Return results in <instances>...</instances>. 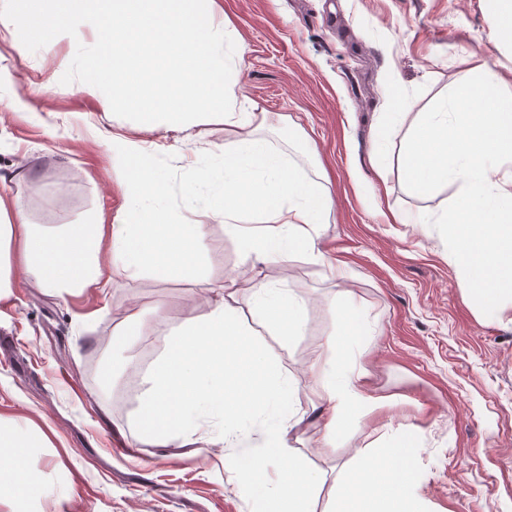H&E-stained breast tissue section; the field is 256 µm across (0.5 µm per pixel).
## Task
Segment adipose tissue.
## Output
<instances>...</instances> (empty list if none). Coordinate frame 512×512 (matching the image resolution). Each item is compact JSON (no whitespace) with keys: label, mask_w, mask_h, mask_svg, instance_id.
I'll use <instances>...</instances> for the list:
<instances>
[{"label":"adipose tissue","mask_w":512,"mask_h":512,"mask_svg":"<svg viewBox=\"0 0 512 512\" xmlns=\"http://www.w3.org/2000/svg\"><path fill=\"white\" fill-rule=\"evenodd\" d=\"M212 3L18 0L0 24L48 48L83 38L85 27H93L100 49L83 65L81 89L104 110L130 107L146 124L171 130L202 127L220 116L224 151L191 161L187 205L221 216L245 260L288 262L291 253L269 248L271 239L283 238L300 242L308 262L324 264L316 241L332 199L280 145L259 136L265 115L238 100V71L228 56L231 34ZM107 146L110 176L126 198L115 223L31 224L19 205L0 198V299L22 281L58 294L103 289L117 276L201 281L203 225L182 222L169 204L164 174L138 143L116 136ZM250 310V321H243L235 293L227 289L208 313L171 327L163 350L139 374L141 409L151 419L139 440L168 448L195 435L203 421L218 420L231 478L263 473L271 458L282 465L277 479L254 484L255 512H313L311 497L325 478L299 463L287 446L306 413L292 399L296 380L268 357L264 342L269 335L285 345L303 335L304 302L269 280L253 288ZM243 358L250 374L238 372ZM307 371L320 382L315 409L324 447H332L351 419L378 409L363 373L346 368L335 340L317 350ZM394 453L392 467L375 454L340 474L331 512H423L408 494L413 460L402 448ZM39 485L37 472L0 459V493L13 503H26Z\"/></svg>","instance_id":"obj_1"}]
</instances>
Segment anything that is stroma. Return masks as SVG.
I'll use <instances>...</instances> for the list:
<instances>
[{
	"mask_svg": "<svg viewBox=\"0 0 512 512\" xmlns=\"http://www.w3.org/2000/svg\"><path fill=\"white\" fill-rule=\"evenodd\" d=\"M213 9L240 48L241 96L265 112V136L292 143L297 166L327 182L334 210L319 247L328 263L304 261L291 242L295 259L251 266L221 218L184 206L188 157L224 149L220 118L173 131L104 111L80 88L96 36L48 50L0 27V194L18 200L32 224L113 223L126 200L108 177L104 140H134L156 156L171 206L204 225L209 285L145 276L118 280L103 295L60 296L30 284L0 301V419L49 439L11 451L42 476L27 512H253L248 483L224 470L218 424L180 447L139 444L141 388L131 373L145 348L163 349L171 324L208 312L209 289H235L245 314L262 280L306 302L304 336L289 348L265 340L298 381L296 404L315 401L305 368L331 338L347 366L367 370L380 402L338 434L334 451H321L312 423L290 438L297 457L327 474L316 512L331 502L344 464L399 441L414 461L409 492L425 512H512V307L485 317L461 290L441 236L421 221L441 212L457 185L417 195L397 162L378 172L370 161L383 113L397 115L390 139L400 154L410 127L474 63L512 90V44L499 36L491 0H214ZM49 78L53 92L36 94ZM339 290L358 312L351 345L338 338L330 304ZM141 305L158 306V315L108 348L127 311Z\"/></svg>",
	"mask_w": 512,
	"mask_h": 512,
	"instance_id": "35a3bbf8",
	"label": "stroma"
}]
</instances>
